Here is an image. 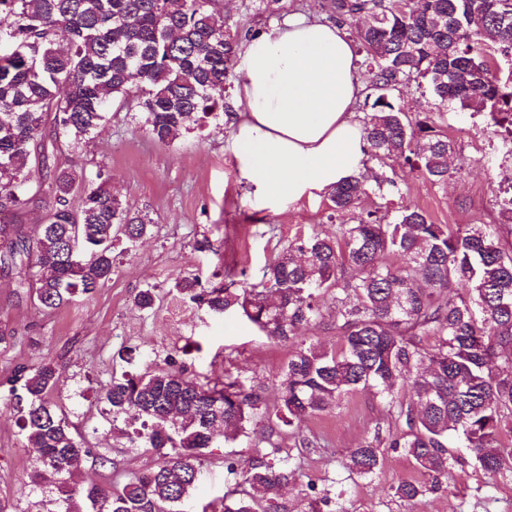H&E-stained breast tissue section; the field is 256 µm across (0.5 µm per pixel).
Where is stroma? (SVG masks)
<instances>
[{
    "label": "stroma",
    "instance_id": "stroma-1",
    "mask_svg": "<svg viewBox=\"0 0 512 512\" xmlns=\"http://www.w3.org/2000/svg\"><path fill=\"white\" fill-rule=\"evenodd\" d=\"M221 8L243 37L291 14L329 17L321 0H223ZM238 78V71H231L219 120L172 142L151 138L132 97L114 100L107 122L86 143H57L58 169L89 180L97 171L107 172L113 193L132 211L148 214L153 226L134 250L116 243L115 273L104 288L55 310L44 308L32 289L19 287L17 269L0 265V499H9L15 512H36V498L24 485L38 453L24 444L19 414L3 399L21 367L43 361L59 366L51 398L89 450L77 482L122 484L152 467L155 457L113 434L112 414L102 400L113 376L149 367L182 369L202 384L231 376L260 388L271 403L292 351L239 313L218 318L176 298V281L195 276L206 288L258 282L262 268L295 235L314 229L332 234L337 225L355 223L360 214L384 206L374 193L339 214L325 194L279 210L260 205L253 186L240 176L234 151V129L243 113L233 91ZM443 119L454 147L446 183H434L400 160L367 161L362 179L376 172L391 177L395 204L416 206L438 224L492 225L503 244H512V222L498 205L500 188L512 180V154L501 129L485 114L453 107ZM144 288L159 295L149 311L133 303ZM378 428L394 432L400 425L387 416L380 396L360 390L344 396L338 408L301 423V431L323 439L324 447H295L278 426L229 445L216 438L206 451L194 508L222 512L225 456L244 466L265 454L272 460L291 457L298 467L297 481L284 495L290 512H304L309 501L324 496L344 512H512V467L491 476L470 463L454 465L442 479V491L413 502L398 500L393 491L398 480L418 476L401 451L384 449L383 467L374 475L351 473L349 451ZM102 455L110 465L100 466Z\"/></svg>",
    "mask_w": 512,
    "mask_h": 512
}]
</instances>
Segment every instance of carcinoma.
<instances>
[{
	"mask_svg": "<svg viewBox=\"0 0 512 512\" xmlns=\"http://www.w3.org/2000/svg\"><path fill=\"white\" fill-rule=\"evenodd\" d=\"M218 2L0 0V20L11 19L0 43L17 48L0 54V210L54 198L37 228L35 265L20 279L42 306L57 309L105 287L114 241L136 246L152 221L124 206L101 171L75 211L70 196L82 179L61 170L35 182L31 167L50 169L58 141L90 139L112 101L132 93L143 97L157 142L218 117L240 47ZM323 8L341 24L369 17L357 37L372 98L363 118L372 159L402 158L433 182L447 181L452 145L439 120L450 104L488 112L512 138V81L498 77L489 57L512 49V0H325ZM411 84L434 106L414 119L394 99ZM367 193L352 177L332 191L333 210L350 211ZM24 242L18 222L0 221V264ZM73 243L83 257L76 270ZM460 286L466 295L438 301ZM175 289L215 317L239 311L267 337L296 343L274 403L282 425L332 409L353 391L382 395L405 429L385 438L375 430L350 451L347 468L370 476L381 469V446L401 450L430 481H399L398 498L438 492V476L458 461L454 448L489 473L512 458V251L491 225L436 224L408 205L391 219L368 211L334 236L314 229L295 237L255 284L206 289L192 277ZM323 290L336 292L327 315L318 304ZM156 300L146 288L133 303L151 310ZM324 320L336 328L333 347L297 342L301 329ZM58 377L51 361L23 367L8 394L23 440L39 451L34 484L56 491L50 512H185L216 431L233 442L270 419L262 394L237 379L206 387L181 370L124 373L104 392L112 421L124 424L113 430L157 461L110 490L81 486L74 474L87 449L49 401ZM224 464L235 482L224 512H288L274 493L296 480L288 460L257 458L240 469L227 456Z\"/></svg>",
	"mask_w": 512,
	"mask_h": 512,
	"instance_id": "1",
	"label": "carcinoma"
}]
</instances>
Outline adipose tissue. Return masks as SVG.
<instances>
[{
	"instance_id": "adipose-tissue-1",
	"label": "adipose tissue",
	"mask_w": 512,
	"mask_h": 512,
	"mask_svg": "<svg viewBox=\"0 0 512 512\" xmlns=\"http://www.w3.org/2000/svg\"><path fill=\"white\" fill-rule=\"evenodd\" d=\"M362 89L343 26L295 14L245 41L234 148L263 206L331 192L364 169L367 142L354 112Z\"/></svg>"
}]
</instances>
